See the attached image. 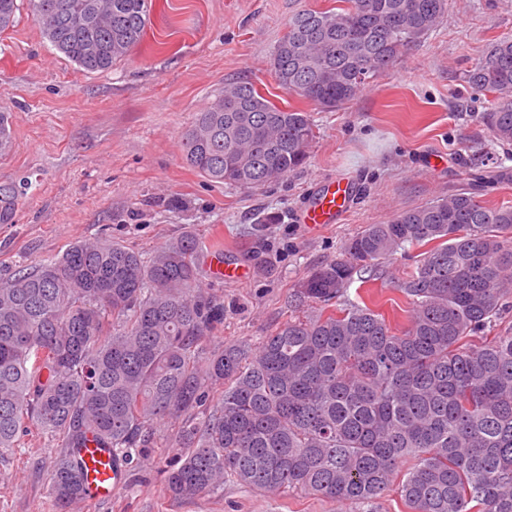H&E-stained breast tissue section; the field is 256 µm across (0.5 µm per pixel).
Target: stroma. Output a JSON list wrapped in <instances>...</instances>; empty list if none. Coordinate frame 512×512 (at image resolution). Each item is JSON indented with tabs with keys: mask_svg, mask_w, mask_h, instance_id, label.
Listing matches in <instances>:
<instances>
[{
	"mask_svg": "<svg viewBox=\"0 0 512 512\" xmlns=\"http://www.w3.org/2000/svg\"><path fill=\"white\" fill-rule=\"evenodd\" d=\"M330 0H154L141 44L110 71L88 74L57 53L30 12L0 32V112L13 113V146L0 179L32 186L14 224L0 226V279L61 256L74 242L108 238L149 255L193 228L246 273L202 270L224 303L210 347L260 341L294 316V289L339 258L349 238L398 212L464 189L491 207L512 206V145L491 142V96L466 70L498 38H512V0H448L437 29L386 74L334 111L312 109L316 138L300 168L263 188L210 181L183 158L182 135L226 83L250 80L278 106L301 107L273 80L269 58L291 17ZM354 186L343 221L313 230L297 220L320 183ZM423 252L406 246L374 280L353 281L351 301L373 298L391 323L408 303L393 288ZM177 428L158 426L145 459L124 465L112 499L72 512H357L295 493L271 499L225 485L179 500L165 491ZM55 446L32 433L0 464V512H58L49 491Z\"/></svg>",
	"mask_w": 512,
	"mask_h": 512,
	"instance_id": "stroma-1",
	"label": "stroma"
}]
</instances>
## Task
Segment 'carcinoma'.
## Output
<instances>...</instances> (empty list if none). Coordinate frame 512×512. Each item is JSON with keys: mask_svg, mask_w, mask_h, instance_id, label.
<instances>
[{"mask_svg": "<svg viewBox=\"0 0 512 512\" xmlns=\"http://www.w3.org/2000/svg\"><path fill=\"white\" fill-rule=\"evenodd\" d=\"M302 9L274 46L276 83L323 110L352 100L444 20L447 0H340ZM28 9L51 46L86 73L138 45L152 0H0V30ZM494 95L486 126L512 143V39L464 76ZM13 115L0 113V155ZM308 112L251 81L197 113L183 157L203 177L261 188L305 163ZM25 181L0 180V226L16 223ZM427 245L395 289L399 328L344 299L354 275L405 245ZM204 246L185 234L143 258L113 240L78 241L0 282V461L19 434L57 442L49 490L59 512L81 498L79 453L95 444L129 464L153 427L178 423L173 498L233 483L375 512L396 490L408 512H512V207L464 191L371 224L294 294L302 315L256 345L209 346L224 304L201 292Z\"/></svg>", "mask_w": 512, "mask_h": 512, "instance_id": "obj_1", "label": "carcinoma"}]
</instances>
